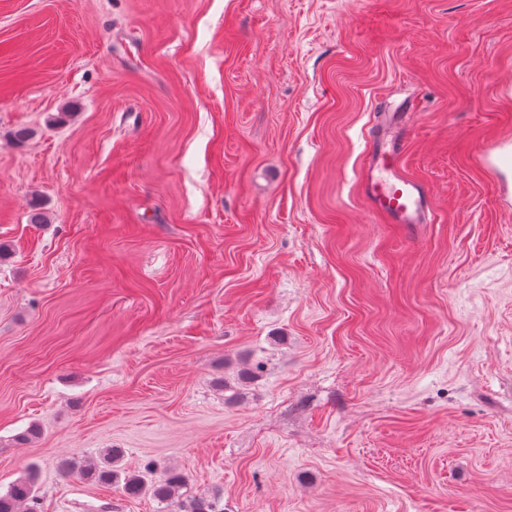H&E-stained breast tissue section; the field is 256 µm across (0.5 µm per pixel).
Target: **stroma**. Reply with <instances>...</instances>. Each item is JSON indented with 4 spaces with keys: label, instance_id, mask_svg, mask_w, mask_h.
Masks as SVG:
<instances>
[{
    "label": "stroma",
    "instance_id": "stroma-1",
    "mask_svg": "<svg viewBox=\"0 0 512 512\" xmlns=\"http://www.w3.org/2000/svg\"><path fill=\"white\" fill-rule=\"evenodd\" d=\"M407 98L411 233L358 189ZM507 140L512 0H0V492L176 512L62 471L115 448L217 512H512Z\"/></svg>",
    "mask_w": 512,
    "mask_h": 512
}]
</instances>
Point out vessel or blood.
Segmentation results:
<instances>
[{"mask_svg":"<svg viewBox=\"0 0 512 512\" xmlns=\"http://www.w3.org/2000/svg\"><path fill=\"white\" fill-rule=\"evenodd\" d=\"M401 131L399 113L380 115L366 148L360 192L371 216L381 223L426 224L433 211L430 192L424 184L410 179L399 161Z\"/></svg>","mask_w":512,"mask_h":512,"instance_id":"vessel-or-blood-1","label":"vessel or blood"}]
</instances>
